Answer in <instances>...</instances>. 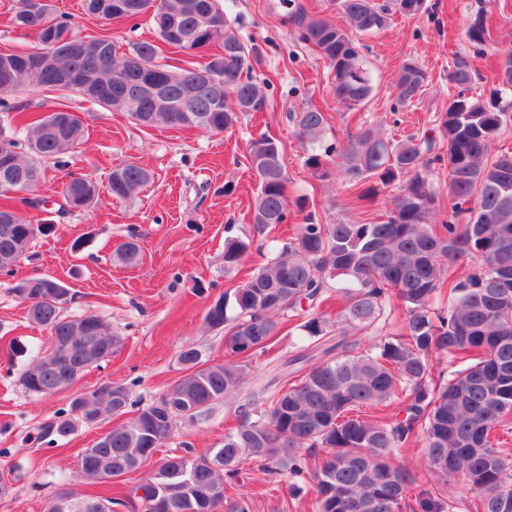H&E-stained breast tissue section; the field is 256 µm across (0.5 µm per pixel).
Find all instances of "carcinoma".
<instances>
[{
    "label": "carcinoma",
    "mask_w": 512,
    "mask_h": 512,
    "mask_svg": "<svg viewBox=\"0 0 512 512\" xmlns=\"http://www.w3.org/2000/svg\"><path fill=\"white\" fill-rule=\"evenodd\" d=\"M406 0H338L346 25L307 11L298 0H283L286 20L295 38L315 48L329 63L336 97L351 109L368 103L375 86L360 51L357 35L383 30L391 12L405 16L419 7L404 8ZM92 20H133L145 17L155 38L140 40L121 53L112 37L101 35L84 42L72 36L71 17L55 10L50 0H17L13 26L34 35L30 51L0 56V145L11 149L14 166L0 172V196L20 206H0V271L9 272L39 237L55 231L54 220L35 219L24 209H39L31 193L43 180L41 161L58 160L83 138L76 114L48 116L22 113L16 94L22 90L55 87L63 72L98 73V85L80 92L85 99L113 111L125 112L137 124H164L222 133L241 116L265 110V86L253 76L260 59L256 46L247 48L229 24L220 0H84ZM213 23L219 32L187 44L172 35L188 34ZM470 43L483 50L490 41L487 13L478 11L466 22ZM218 45L203 66L176 71L162 62L163 48L188 55L193 49ZM499 72L509 84L498 82L489 99L469 94L474 74L467 59H454L448 72L453 92L438 126L393 142L367 128L345 145L317 151L326 123L323 112L306 109L295 115L299 137L309 145L305 164L318 172L325 158L336 155L339 190L358 201L373 202L391 189V208L380 224H318L306 221L294 236L274 249L230 291L220 295L223 307L208 308L204 321L226 330L228 360L210 366L195 346L178 354L184 375L172 386L179 398L169 404L158 397L137 409L127 423L106 432L80 454L81 477L89 484L104 481L101 470L129 474L154 454L181 419L203 418L217 401L236 395L250 371L253 356L267 348L281 325L295 328L313 345L327 336L346 335V328L375 332L388 324L396 308L402 310L400 332L387 334L355 352L341 342L342 351L316 363L304 375L242 415L238 426L224 434V447L163 458L154 474L139 486L143 512H184V498L192 493L197 512H246L240 502L224 505V477L243 461L257 463L267 475L304 478L309 467L301 451L322 453L311 474L318 512H401L413 486L411 512H449L453 500L425 477L443 480L461 474L475 493L476 512H512V455L492 439L503 418L512 414V152L490 157L501 130L512 125V45L497 50ZM50 54L53 64L35 67L32 60ZM149 77L163 80L162 95L184 105L183 112L157 107L155 98L141 91ZM427 86L426 72L406 63L396 80L401 104L420 99ZM249 166L257 181L252 224L258 232L288 218V171L285 148L262 136L249 149ZM435 163L448 168V219L434 222L439 191L429 178ZM147 168L128 163L108 174L106 190L117 198H132L152 179ZM100 188L83 176H72L62 190L57 213L85 211L96 204ZM251 242L232 239L224 248V269L242 264ZM471 255L480 257L471 272L453 277L450 268ZM138 234L130 233L114 253L116 262L139 261ZM339 279L345 305L336 320L321 309L330 300L331 281ZM36 288L14 287L27 304L31 323L48 331L52 344L62 347L75 330L104 344L118 338L95 314L69 319L63 315L68 288L52 276L34 277ZM309 307H304V304ZM448 353V378L433 382L430 358ZM112 351L94 359L73 349L61 358L43 356L21 375L24 387L37 395H51L75 382L88 368ZM123 385L74 398L66 410L40 427L39 438H65L76 424L93 423L102 410L118 416L132 404ZM395 399L400 410L389 421L356 414L361 407H377ZM421 439L427 450L424 474L400 463L410 442ZM169 488L157 502L153 485ZM74 496L70 512H112L118 499L64 490L48 512H60V501Z\"/></svg>",
    "instance_id": "cac0c4a2"
}]
</instances>
